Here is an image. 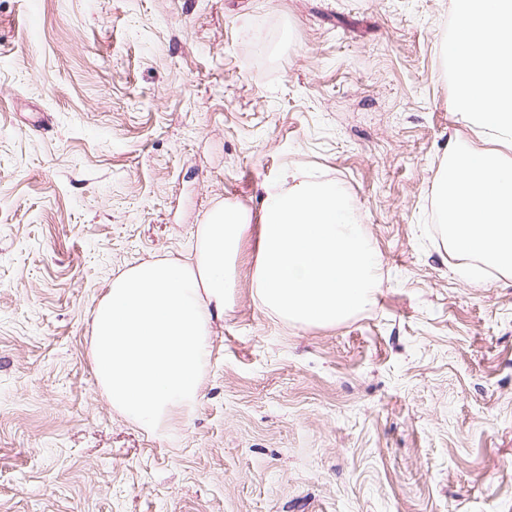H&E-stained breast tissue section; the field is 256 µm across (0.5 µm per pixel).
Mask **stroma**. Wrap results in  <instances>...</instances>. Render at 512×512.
Instances as JSON below:
<instances>
[{"label":"stroma","instance_id":"stroma-1","mask_svg":"<svg viewBox=\"0 0 512 512\" xmlns=\"http://www.w3.org/2000/svg\"><path fill=\"white\" fill-rule=\"evenodd\" d=\"M452 0H0V512H512V272L454 252ZM314 165L379 263L312 325L258 300L261 200ZM248 211L200 394L157 429L91 356L108 285Z\"/></svg>","mask_w":512,"mask_h":512}]
</instances>
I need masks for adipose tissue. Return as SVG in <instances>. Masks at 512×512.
I'll use <instances>...</instances> for the list:
<instances>
[{
  "label": "adipose tissue",
  "mask_w": 512,
  "mask_h": 512,
  "mask_svg": "<svg viewBox=\"0 0 512 512\" xmlns=\"http://www.w3.org/2000/svg\"><path fill=\"white\" fill-rule=\"evenodd\" d=\"M458 106L477 125L512 141V0H453ZM439 195L453 248L512 270V162L477 149L453 151Z\"/></svg>",
  "instance_id": "ef3b65f1"
}]
</instances>
